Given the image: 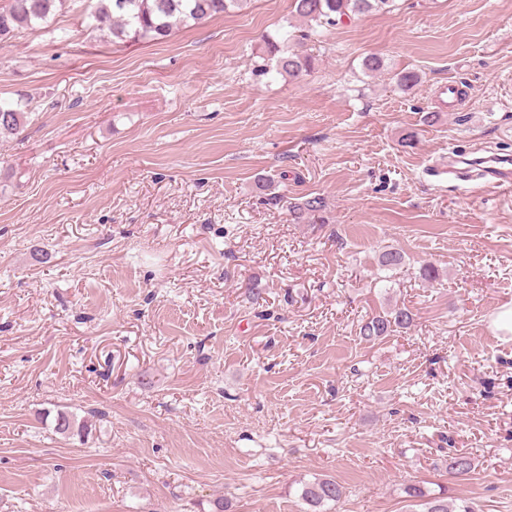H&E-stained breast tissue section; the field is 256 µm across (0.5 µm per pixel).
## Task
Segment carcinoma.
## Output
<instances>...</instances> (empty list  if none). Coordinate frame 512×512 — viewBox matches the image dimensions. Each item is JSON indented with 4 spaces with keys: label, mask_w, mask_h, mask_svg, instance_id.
I'll return each mask as SVG.
<instances>
[{
    "label": "carcinoma",
    "mask_w": 512,
    "mask_h": 512,
    "mask_svg": "<svg viewBox=\"0 0 512 512\" xmlns=\"http://www.w3.org/2000/svg\"><path fill=\"white\" fill-rule=\"evenodd\" d=\"M66 0H11L8 8L0 10V42L14 36L21 29H32L45 24L50 16L62 9ZM250 0H97L91 17L97 21H112V42L126 43L141 40L159 41L167 38L174 28L190 22L201 24L216 15L231 13L244 8ZM394 0H291V14L305 24L301 34L288 32L279 40L266 42V54L255 62V72L265 75L270 68L290 78H297L313 68L315 57L303 50L304 41L319 34V29L334 27L344 20H352L372 11L391 7ZM25 113L10 103L0 102V136L16 135L23 127ZM323 200L310 197L292 203L288 212L293 219L305 213L321 210ZM380 265L387 269L403 266L405 256L396 249L383 252ZM412 322V313L406 308L395 307L383 314L372 316L360 324L359 335L366 341L380 340L396 329H406ZM56 432L61 435L82 431L76 427L72 415L60 411L55 419ZM474 463L466 453L448 456V476L455 479L467 477ZM404 493L410 501L420 503V512H474L466 502L448 501L439 493L426 494L416 484L405 486ZM344 496V487L332 478L317 477L302 485L300 498L311 512H329Z\"/></svg>",
    "instance_id": "cac0c4a2"
}]
</instances>
